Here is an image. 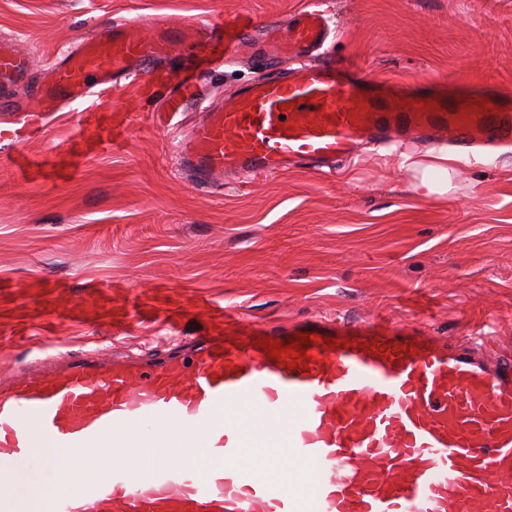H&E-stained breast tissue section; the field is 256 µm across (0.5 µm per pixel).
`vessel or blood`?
Returning <instances> with one entry per match:
<instances>
[{
  "instance_id": "obj_1",
  "label": "vessel or blood",
  "mask_w": 512,
  "mask_h": 512,
  "mask_svg": "<svg viewBox=\"0 0 512 512\" xmlns=\"http://www.w3.org/2000/svg\"><path fill=\"white\" fill-rule=\"evenodd\" d=\"M331 0H304L284 20L247 13L202 29L179 65L174 32L147 17L112 22L57 58L39 106L14 101L0 146L28 181L75 175L82 160L121 149L130 119L105 101L132 90L162 100L155 131L169 133L209 76L233 64L245 35L253 53L299 61L205 107L174 145L181 170L275 176L331 167L363 149L419 141L461 160L512 146V95L492 87L450 94L372 77L327 44ZM28 60L0 42V80ZM77 131L42 160L21 153L62 106ZM309 334L301 367L268 356L264 340ZM111 438L106 474L85 473L54 512H512V356L454 344L422 323L315 314L285 324L225 318L183 345L147 358L63 352L0 377V460L37 448H92ZM246 448L287 449L299 467L281 479L277 456L260 476ZM0 512H27L0 472Z\"/></svg>"
}]
</instances>
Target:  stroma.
Listing matches in <instances>:
<instances>
[{
	"mask_svg": "<svg viewBox=\"0 0 512 512\" xmlns=\"http://www.w3.org/2000/svg\"><path fill=\"white\" fill-rule=\"evenodd\" d=\"M301 0H0V38L17 41L32 78L0 92L26 98L59 53L112 21L155 16L192 38L204 23L250 12L284 19ZM336 58L375 77L512 85V0H336ZM286 61L244 57L208 79L222 103L286 73ZM125 147L88 161L72 181L22 182L0 149V373L10 376L55 349L97 344L115 356L198 329L207 298L256 319L313 314L393 315L458 342L493 327L512 345V152L472 164L441 149L409 147L399 163L364 156L335 172L200 186L178 173L171 144L151 126L153 103L130 94ZM439 187L430 194L423 181ZM109 280L110 292L94 290ZM68 320L55 314L50 290ZM150 307V327L124 325L129 291Z\"/></svg>",
	"mask_w": 512,
	"mask_h": 512,
	"instance_id": "35a3bbf8",
	"label": "stroma"
}]
</instances>
